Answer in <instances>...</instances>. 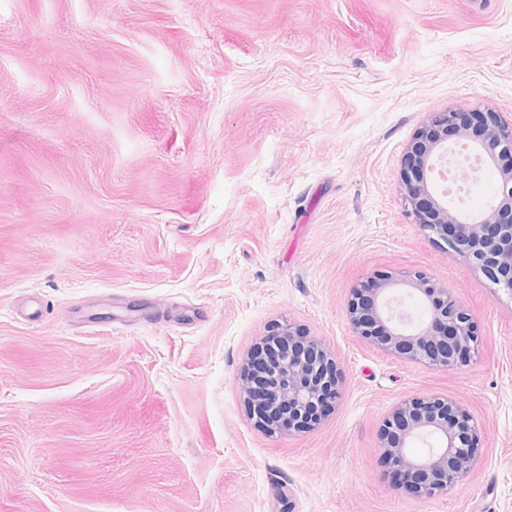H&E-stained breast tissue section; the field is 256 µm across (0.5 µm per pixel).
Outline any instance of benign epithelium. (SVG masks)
<instances>
[{
  "label": "benign epithelium",
  "instance_id": "7a95c632",
  "mask_svg": "<svg viewBox=\"0 0 512 512\" xmlns=\"http://www.w3.org/2000/svg\"><path fill=\"white\" fill-rule=\"evenodd\" d=\"M460 145L499 172L498 196L478 213L465 208L462 196L438 187V173L453 164V151ZM477 171L458 163L456 181L464 186ZM400 178L414 223L465 257L512 299V122L489 110L432 112L407 148ZM402 284L421 296L428 313L425 321L415 324L398 308L401 297L393 288ZM347 313L362 340L393 357L439 370L469 363L480 341L471 314L423 271L369 277L352 290ZM239 385L264 430L302 432L317 425L337 399L339 373L328 350L306 329L277 324L248 359ZM429 438L434 443L426 453L416 456L409 451L411 441ZM379 452L397 489L431 498L461 484L482 448L464 405L434 395L413 398L392 410Z\"/></svg>",
  "mask_w": 512,
  "mask_h": 512
}]
</instances>
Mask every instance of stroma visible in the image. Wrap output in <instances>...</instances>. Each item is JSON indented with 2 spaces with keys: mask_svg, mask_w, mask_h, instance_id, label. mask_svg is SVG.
<instances>
[{
  "mask_svg": "<svg viewBox=\"0 0 512 512\" xmlns=\"http://www.w3.org/2000/svg\"><path fill=\"white\" fill-rule=\"evenodd\" d=\"M449 107L512 119V0H0V512H512V299L401 195ZM417 270L468 365L354 335L352 289ZM288 320L340 395L270 434L238 377ZM428 395L483 453L421 498L378 446Z\"/></svg>",
  "mask_w": 512,
  "mask_h": 512,
  "instance_id": "obj_1",
  "label": "stroma"
}]
</instances>
